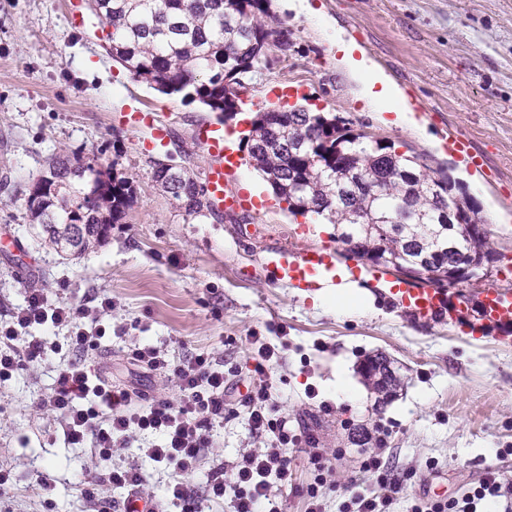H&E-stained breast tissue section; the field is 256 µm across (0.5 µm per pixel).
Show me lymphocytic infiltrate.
Listing matches in <instances>:
<instances>
[{"instance_id":"obj_1","label":"lymphocytic infiltrate","mask_w":512,"mask_h":512,"mask_svg":"<svg viewBox=\"0 0 512 512\" xmlns=\"http://www.w3.org/2000/svg\"><path fill=\"white\" fill-rule=\"evenodd\" d=\"M113 308L111 297L103 294L80 304L44 288L25 289L23 305L14 310L8 324L0 326V383L10 381L21 363L35 366L50 355L67 352L69 361L40 399V407L58 414L68 444H92L104 460L127 448L130 439L149 437V444L140 447L139 453L170 474L164 499L179 512H200L204 501L229 506L230 512H280V485L288 479L290 454L300 444L311 445L312 479L298 493L306 503V512H324L322 490L332 476L329 454L315 447L311 434L291 431L287 417L270 404V369L279 357L274 346L264 337H249L253 386L240 402L249 430L267 439L268 448L244 453L231 473L214 469L198 494L185 478L200 468L206 448L213 444V427L224 419L228 378L224 363L205 351L175 362L156 346L138 344L131 351L132 361L173 378L180 391L179 399L173 401L161 394L147 399L141 393L112 384L92 370L86 359L105 340L106 318ZM47 324L67 327L64 340L28 335V328ZM361 468L374 477L377 490L371 494L352 492L341 512H394L412 473H392L380 447L365 450ZM105 483L129 495L147 493V476L142 469L115 467L84 480L83 497L98 499ZM509 489L512 484L506 483L499 471L490 469L478 486L461 497L419 498L412 512H477L481 501L502 497Z\"/></svg>"}]
</instances>
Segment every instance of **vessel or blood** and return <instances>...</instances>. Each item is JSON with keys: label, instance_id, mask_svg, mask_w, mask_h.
I'll return each instance as SVG.
<instances>
[{"label": "vessel or blood", "instance_id": "vessel-or-blood-1", "mask_svg": "<svg viewBox=\"0 0 512 512\" xmlns=\"http://www.w3.org/2000/svg\"><path fill=\"white\" fill-rule=\"evenodd\" d=\"M126 121L134 127L147 129L148 135L142 142V149L151 152L167 146L171 132L157 122L153 113L137 105H130ZM194 140L210 159L205 172V186L211 206L231 212H259L261 204L256 195L241 189L225 193L224 177L238 166V160L230 146V135L223 131L201 127L195 130ZM449 151L467 167L480 169L485 165L483 156L474 148L470 138L456 135L448 143ZM264 270L270 282L302 292L318 288H332L343 277L360 278L361 270L352 264L338 267L336 249L327 246L319 249H296L283 245L271 251L264 263ZM387 299L401 305L405 311L419 320H429L450 314L449 291L445 288H410L391 285L385 288ZM479 320L484 325L512 324V290L491 287L485 289L479 299Z\"/></svg>", "mask_w": 512, "mask_h": 512}]
</instances>
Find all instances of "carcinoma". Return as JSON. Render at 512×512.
I'll return each instance as SVG.
<instances>
[{
  "mask_svg": "<svg viewBox=\"0 0 512 512\" xmlns=\"http://www.w3.org/2000/svg\"><path fill=\"white\" fill-rule=\"evenodd\" d=\"M112 28L109 54L134 78L165 94H181L220 116L234 115L236 87L261 58L288 47V27L270 0H90ZM249 156L293 214H314L342 227L344 251L375 265L395 258L424 270L439 288H471L438 274L470 255L489 257V230L465 194L432 177L389 145L339 125L336 117L296 109L259 112ZM156 181L189 215L206 196L184 170L156 169ZM129 186L89 163L56 158L27 189L31 222L53 249L79 258L104 242L129 203ZM474 234L448 238V210ZM363 374L386 398L394 378L383 357Z\"/></svg>",
  "mask_w": 512,
  "mask_h": 512,
  "instance_id": "cac0c4a2",
  "label": "carcinoma"
}]
</instances>
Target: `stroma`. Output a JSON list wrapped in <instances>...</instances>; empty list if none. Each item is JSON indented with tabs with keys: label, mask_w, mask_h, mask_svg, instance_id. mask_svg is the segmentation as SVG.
Masks as SVG:
<instances>
[{
	"label": "stroma",
	"mask_w": 512,
	"mask_h": 512,
	"mask_svg": "<svg viewBox=\"0 0 512 512\" xmlns=\"http://www.w3.org/2000/svg\"><path fill=\"white\" fill-rule=\"evenodd\" d=\"M75 8L84 18L77 28ZM75 8L69 0H0V226L21 248L17 256L0 252V323L29 285L72 302L94 292L111 296L113 339L93 355L97 371L113 384L173 400L175 382L132 365L129 345L148 342L174 360L209 351L244 369L248 337H267L281 355L272 366V403L290 428L333 454L325 512H339L347 484L374 488L359 469L362 448L352 442L362 431L383 440L393 472L414 474L395 512H410L427 493L462 495L490 468L512 479V327L468 334L478 320L471 305L456 322L415 320L383 300L393 277L369 264L359 284L370 305L352 315L270 284L262 270L267 251L333 244L335 228L291 214L251 165L246 139L255 113L302 105L393 145L430 176H451L490 231V286L512 289V0H308L304 9L271 0L291 45L270 51L244 77L242 110L223 123L199 103L137 81L108 54L102 18L86 0ZM352 60L386 77L410 108L406 121L365 97ZM131 102L169 125L166 148L141 150L143 131L122 119ZM221 123L234 129L240 161L226 188L267 200L259 214L187 215L154 177L165 163L204 182L208 160L193 130ZM457 134L471 138L485 169L467 168L448 151L446 140ZM59 156L97 161L132 190L122 222L78 259L48 246L25 207L29 184ZM375 355L387 358L398 380L382 405L361 374ZM66 361L61 353L21 366L0 385V469L15 476L13 489L0 495V512H91L80 485L111 464L141 467L149 494L162 499L165 475L136 448L101 460L91 447L69 446L60 420L38 408ZM213 434L190 486L201 487L210 468L232 470L244 452L267 446L231 413ZM44 477L54 484L47 496L38 489Z\"/></svg>",
	"instance_id": "1"
}]
</instances>
